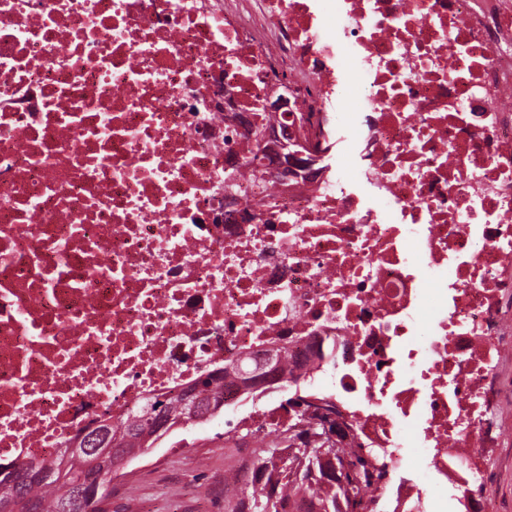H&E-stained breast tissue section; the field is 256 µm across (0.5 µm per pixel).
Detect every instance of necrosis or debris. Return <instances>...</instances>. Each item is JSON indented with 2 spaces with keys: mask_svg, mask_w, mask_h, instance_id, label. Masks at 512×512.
I'll return each mask as SVG.
<instances>
[{
  "mask_svg": "<svg viewBox=\"0 0 512 512\" xmlns=\"http://www.w3.org/2000/svg\"><path fill=\"white\" fill-rule=\"evenodd\" d=\"M350 85L337 177L255 166L234 114L301 142ZM315 336L309 378L389 459L368 512H493L512 0H0V464Z\"/></svg>",
  "mask_w": 512,
  "mask_h": 512,
  "instance_id": "necrosis-or-debris-1",
  "label": "necrosis or debris"
}]
</instances>
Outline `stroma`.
I'll list each match as a JSON object with an SVG mask.
<instances>
[{
    "label": "stroma",
    "instance_id": "stroma-1",
    "mask_svg": "<svg viewBox=\"0 0 512 512\" xmlns=\"http://www.w3.org/2000/svg\"><path fill=\"white\" fill-rule=\"evenodd\" d=\"M174 437L180 451L168 454L162 443L154 450L158 464L129 467L127 485L113 488L104 512H227L224 473L236 462L234 449L254 447L252 432L243 429L229 438L218 421L203 429L184 427ZM489 482L498 512H512V447L495 449Z\"/></svg>",
    "mask_w": 512,
    "mask_h": 512
}]
</instances>
